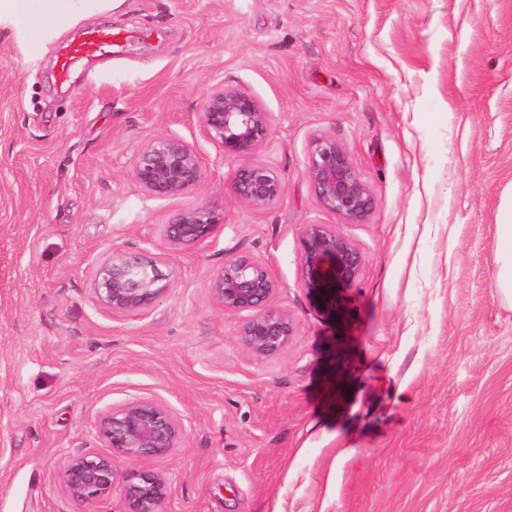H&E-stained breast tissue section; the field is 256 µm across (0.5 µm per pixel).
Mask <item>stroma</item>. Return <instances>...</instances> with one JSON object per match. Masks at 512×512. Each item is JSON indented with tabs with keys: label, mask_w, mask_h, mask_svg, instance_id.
<instances>
[{
	"label": "stroma",
	"mask_w": 512,
	"mask_h": 512,
	"mask_svg": "<svg viewBox=\"0 0 512 512\" xmlns=\"http://www.w3.org/2000/svg\"><path fill=\"white\" fill-rule=\"evenodd\" d=\"M96 29L122 33L119 53L61 84V46ZM217 85L269 114L256 158L283 195L265 211L200 133ZM166 134L203 159L177 198L131 176ZM320 136L375 196L362 223L316 199ZM511 194L512 0H124L37 56L0 27V512H80L65 461L105 453L96 418L140 397L185 425L154 464L165 512H512V305L492 281ZM202 203L224 223L172 253L149 311L96 304L93 260L158 253L159 225ZM335 223L363 267L329 308L300 237ZM238 251L295 321L271 357L209 291Z\"/></svg>",
	"instance_id": "obj_1"
}]
</instances>
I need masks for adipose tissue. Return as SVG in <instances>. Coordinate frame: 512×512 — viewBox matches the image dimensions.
<instances>
[{
    "label": "adipose tissue",
    "mask_w": 512,
    "mask_h": 512,
    "mask_svg": "<svg viewBox=\"0 0 512 512\" xmlns=\"http://www.w3.org/2000/svg\"><path fill=\"white\" fill-rule=\"evenodd\" d=\"M115 6V0H0V27L11 30L29 53L36 54L78 18ZM493 264L496 293L512 304V199L497 215Z\"/></svg>",
    "instance_id": "ef3b65f1"
}]
</instances>
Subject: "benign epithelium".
I'll return each instance as SVG.
<instances>
[{"label": "benign epithelium", "instance_id": "1", "mask_svg": "<svg viewBox=\"0 0 512 512\" xmlns=\"http://www.w3.org/2000/svg\"><path fill=\"white\" fill-rule=\"evenodd\" d=\"M269 124L268 113L252 96L222 85L212 89L203 103L201 132L229 157L254 156L268 137ZM131 175L146 192L175 198L198 185L202 158L183 138L162 135L137 148ZM308 176L319 205L346 224L364 221L375 209L372 190L360 178L346 150L330 137L314 140ZM231 187L238 200L259 212L277 203L283 193L278 173L258 160L237 168ZM221 225L220 214L209 205L178 212L159 226L165 251L148 258L115 251L94 265L97 301L114 313L148 311L166 290L159 266L166 262L167 252L204 247ZM300 250L304 284L320 289L331 306L336 304V287L354 282L361 273V254L335 224L305 225ZM209 290L224 312L243 316L239 340L252 355L273 356L295 336L292 315L273 305L277 282L259 257L246 252L225 257ZM182 431L180 419L149 398H137L101 413L96 433L112 454L68 459L62 469L66 492L84 507L107 501L117 478L115 459L121 458L137 465L125 476L124 512H164L169 480L145 464L171 455L179 447Z\"/></svg>", "mask_w": 512, "mask_h": 512}]
</instances>
